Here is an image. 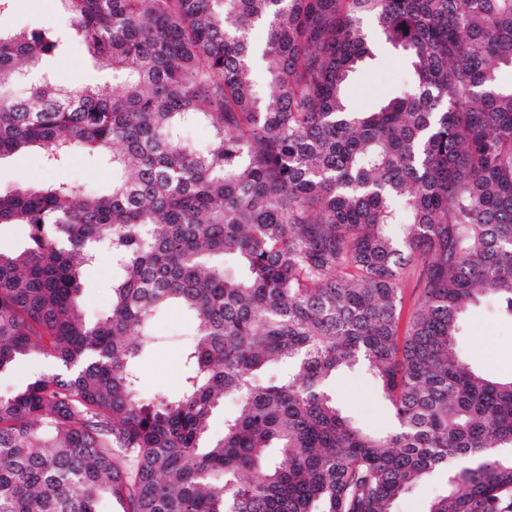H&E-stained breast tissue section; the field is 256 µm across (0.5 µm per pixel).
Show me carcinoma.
<instances>
[{
    "label": "carcinoma",
    "instance_id": "cac0c4a2",
    "mask_svg": "<svg viewBox=\"0 0 512 512\" xmlns=\"http://www.w3.org/2000/svg\"><path fill=\"white\" fill-rule=\"evenodd\" d=\"M56 7L112 82L62 86L55 28L0 27V163L80 150L112 186L0 187V225L31 228L0 250V377L65 367L0 394V512H393L440 470L426 512H512V379L458 346L477 303L512 319V0ZM367 18L411 69L357 110ZM101 251L112 297L92 320ZM170 307L190 327L182 391L145 397L138 365ZM359 368L387 429L329 391ZM112 265L101 256L91 269L83 290L82 301L91 317L107 312L111 302Z\"/></svg>",
    "mask_w": 512,
    "mask_h": 512
}]
</instances>
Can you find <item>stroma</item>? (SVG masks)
Instances as JSON below:
<instances>
[{"mask_svg": "<svg viewBox=\"0 0 512 512\" xmlns=\"http://www.w3.org/2000/svg\"><path fill=\"white\" fill-rule=\"evenodd\" d=\"M49 68L57 82L79 87L100 80L101 75L89 62L83 44L67 39L63 48L50 60ZM409 63L402 50L383 43L375 59L365 61L353 74L349 97L353 104H378L404 79ZM49 181H68L90 188L105 189L112 182V170L86 155H74L61 169H49L40 152L18 155L0 164V186L37 185ZM112 265L100 257L93 266L83 290L82 301L90 316L107 312L111 302ZM154 330L162 343L145 355L139 365L143 395L180 391L185 366L183 347L187 342V321L176 307L168 309L155 322ZM461 345L475 363L498 378L512 376V320L493 317L484 305H476L466 316ZM332 389L340 405L356 415L363 426L383 428L392 419L381 400L373 380L358 369L337 376Z\"/></svg>", "mask_w": 512, "mask_h": 512, "instance_id": "stroma-1", "label": "stroma"}]
</instances>
